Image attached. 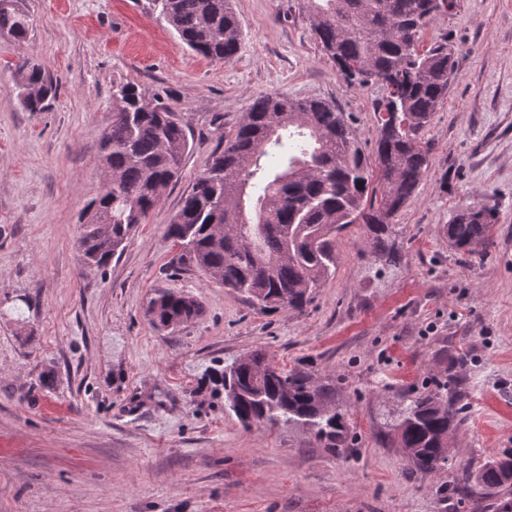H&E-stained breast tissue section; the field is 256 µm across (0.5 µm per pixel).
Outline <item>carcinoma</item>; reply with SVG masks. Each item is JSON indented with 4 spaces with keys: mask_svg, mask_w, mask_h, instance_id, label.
Returning a JSON list of instances; mask_svg holds the SVG:
<instances>
[{
    "mask_svg": "<svg viewBox=\"0 0 512 512\" xmlns=\"http://www.w3.org/2000/svg\"><path fill=\"white\" fill-rule=\"evenodd\" d=\"M160 17L191 50L216 63L237 54L241 30L231 0H152ZM457 0H307L311 30L338 70L367 62L388 79L375 112H397L378 124L365 153L344 113L318 99L277 93L257 97L243 120L213 153L167 226L180 252L178 267H195L246 295L263 310L301 311L336 271V239L361 224L378 257L393 262L391 219L414 196L430 164L420 136L448 95L455 60L448 37L419 48L430 20L454 11ZM30 17L22 0H0V32L27 39ZM16 96L28 112H42L56 87L42 66L16 65ZM189 151L186 125L161 100L131 82L112 85V124L100 139V163L112 169V193L99 196L80 218L78 247L96 267L108 265L158 204V187L177 176ZM108 212L111 240L101 239L97 213ZM486 209L469 208L443 226L448 243L473 252L488 235ZM200 313L187 294L161 291L147 314L158 327L186 323ZM213 368L208 379L224 389V405L242 427L280 423L305 428L336 450L346 438L336 410V382L311 385L301 367H279L265 353ZM469 418L453 373L448 381L407 397L384 425L397 434L411 468L433 471L448 463V438ZM512 449L486 462L474 483L491 512L512 505V482L501 463Z\"/></svg>",
    "mask_w": 512,
    "mask_h": 512,
    "instance_id": "carcinoma-1",
    "label": "carcinoma"
}]
</instances>
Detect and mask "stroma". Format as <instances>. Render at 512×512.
<instances>
[{"mask_svg":"<svg viewBox=\"0 0 512 512\" xmlns=\"http://www.w3.org/2000/svg\"><path fill=\"white\" fill-rule=\"evenodd\" d=\"M32 27L0 35V512H486L447 489L512 448V0H457L424 43L447 36L455 74L423 138L431 164L396 215L394 265L362 225L336 243V271L304 311L259 309L195 268L175 270L166 234L198 174L254 98L336 105L365 151L377 84H348L318 46L305 0H234L240 49L197 55L151 0H25ZM57 86L19 105L22 59ZM161 93L191 145L181 174L122 254L80 262L79 217L101 193L98 143L112 85ZM489 208L473 253L442 227ZM197 297L200 315L155 327L157 290ZM261 349L281 367L336 380L339 451L285 425L243 428L211 367ZM456 373L470 420L432 472L411 469L380 425L404 393Z\"/></svg>","mask_w":512,"mask_h":512,"instance_id":"stroma-1","label":"stroma"}]
</instances>
